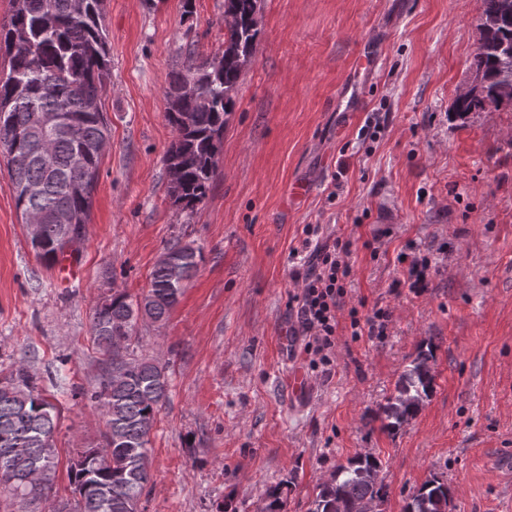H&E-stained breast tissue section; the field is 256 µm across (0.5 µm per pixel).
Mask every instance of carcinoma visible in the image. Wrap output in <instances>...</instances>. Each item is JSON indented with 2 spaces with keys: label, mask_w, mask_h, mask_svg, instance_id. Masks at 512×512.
<instances>
[{
  "label": "carcinoma",
  "mask_w": 512,
  "mask_h": 512,
  "mask_svg": "<svg viewBox=\"0 0 512 512\" xmlns=\"http://www.w3.org/2000/svg\"><path fill=\"white\" fill-rule=\"evenodd\" d=\"M72 0H13L8 24L0 26V51L9 70L0 74V154L28 155L20 166H8L16 207L22 219L41 217L37 257L55 264L74 238L86 231L98 179L99 146L109 138L103 113L90 110L100 97L102 72L110 64L108 37L97 0H85L81 13ZM260 0H224V40L211 61L196 64L188 52L183 68L169 85L168 120L175 137L164 162L176 172L171 180L173 203L188 214L207 198L215 177L226 117L233 111L243 71L251 60L258 28ZM481 31L471 63L484 84L477 96H456L454 111L469 112L512 106V0H483ZM51 164L42 162L43 144ZM39 194L28 195L30 186ZM72 213L64 227L52 215ZM166 252L178 273L157 264L149 290L133 300L117 293L97 307L93 341L106 363V374L94 399L106 426L103 443L85 449L68 470L75 499L72 512H139L140 497L150 480L148 444L168 390L166 368L149 358H129L138 319L162 321L182 294L184 282L197 270L202 252L178 242ZM427 358L417 357L402 376L398 395L388 402L395 424L413 415L432 389ZM56 407L39 390L22 364L0 371V487L24 503L48 496L56 473L54 435ZM380 464L360 456L319 486L311 512H354L359 499L384 500V486L371 473ZM448 485L432 479L412 496L406 512H439L448 502Z\"/></svg>",
  "instance_id": "obj_1"
}]
</instances>
